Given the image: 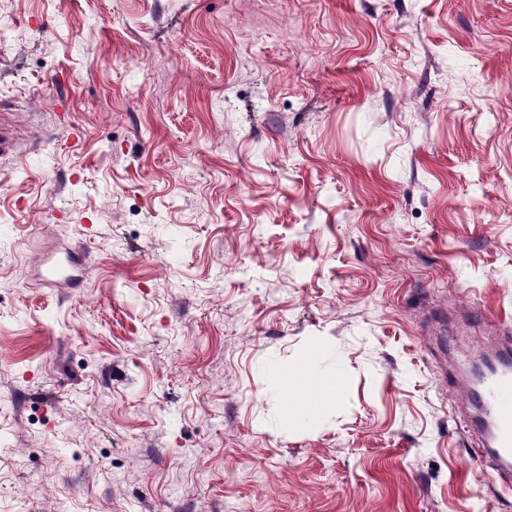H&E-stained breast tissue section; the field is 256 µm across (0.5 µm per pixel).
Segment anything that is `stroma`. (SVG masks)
Returning a JSON list of instances; mask_svg holds the SVG:
<instances>
[{
  "label": "stroma",
  "instance_id": "stroma-1",
  "mask_svg": "<svg viewBox=\"0 0 512 512\" xmlns=\"http://www.w3.org/2000/svg\"><path fill=\"white\" fill-rule=\"evenodd\" d=\"M0 120V512H512V0H0ZM84 252L81 246H68L63 249L58 263L49 264L43 272L42 281L49 287L75 285L82 277ZM512 389V365L491 369L477 390L481 403L478 427L492 425L487 455L493 460L503 486L512 487V409L499 399L501 392Z\"/></svg>",
  "mask_w": 512,
  "mask_h": 512
}]
</instances>
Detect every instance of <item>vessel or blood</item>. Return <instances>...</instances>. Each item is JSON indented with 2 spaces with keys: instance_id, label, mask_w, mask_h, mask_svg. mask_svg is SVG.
I'll return each mask as SVG.
<instances>
[{
  "instance_id": "b4317fda",
  "label": "vessel or blood",
  "mask_w": 512,
  "mask_h": 512,
  "mask_svg": "<svg viewBox=\"0 0 512 512\" xmlns=\"http://www.w3.org/2000/svg\"><path fill=\"white\" fill-rule=\"evenodd\" d=\"M84 267L81 247H65L58 262L49 264L42 275L49 287L73 285L80 281ZM512 389V365L503 364L491 369L478 390L481 403L480 426L490 427L487 455L496 466L504 487H512V409L499 399L501 392Z\"/></svg>"
}]
</instances>
